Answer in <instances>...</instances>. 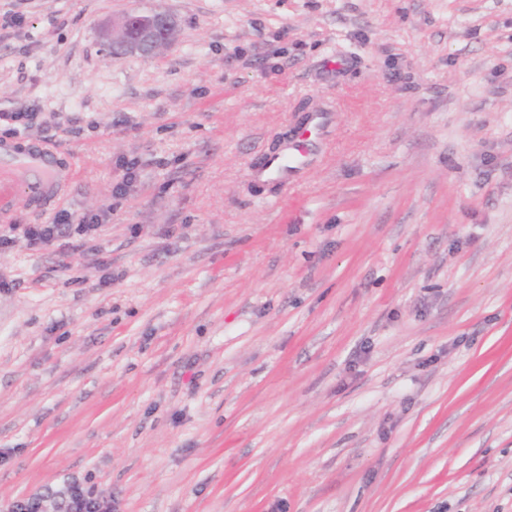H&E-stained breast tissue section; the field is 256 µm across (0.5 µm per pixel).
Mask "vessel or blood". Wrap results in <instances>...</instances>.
I'll use <instances>...</instances> for the list:
<instances>
[{
    "label": "vessel or blood",
    "instance_id": "b4317fda",
    "mask_svg": "<svg viewBox=\"0 0 512 512\" xmlns=\"http://www.w3.org/2000/svg\"><path fill=\"white\" fill-rule=\"evenodd\" d=\"M334 121L335 113L329 106L311 109L283 148L264 153L250 167L249 177L280 191L298 183L322 153ZM56 153L55 147L46 144L22 153L0 147L1 218L10 216L26 194L46 202L61 200L70 177L50 165Z\"/></svg>",
    "mask_w": 512,
    "mask_h": 512
}]
</instances>
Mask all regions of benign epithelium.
<instances>
[{"mask_svg": "<svg viewBox=\"0 0 512 512\" xmlns=\"http://www.w3.org/2000/svg\"><path fill=\"white\" fill-rule=\"evenodd\" d=\"M175 31V20L166 12L132 11L122 17L118 29L101 30V39L117 55L149 57L170 47Z\"/></svg>", "mask_w": 512, "mask_h": 512, "instance_id": "7a95c632", "label": "benign epithelium"}]
</instances>
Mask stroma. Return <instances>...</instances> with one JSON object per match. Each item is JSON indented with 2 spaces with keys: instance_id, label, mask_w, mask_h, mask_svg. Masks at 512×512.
<instances>
[{
  "instance_id": "obj_1",
  "label": "stroma",
  "mask_w": 512,
  "mask_h": 512,
  "mask_svg": "<svg viewBox=\"0 0 512 512\" xmlns=\"http://www.w3.org/2000/svg\"><path fill=\"white\" fill-rule=\"evenodd\" d=\"M133 9L170 48L101 45ZM19 10L0 110L47 122L0 144L72 180L11 221L111 216L0 249V512L74 478L115 512H512V0ZM323 99L274 198L248 170ZM335 113L327 105L307 112L294 129L288 143L279 150L264 153L261 160L250 167L248 175L257 182L272 185L280 192L298 183L307 174L322 153L332 131ZM110 211L102 213L83 214L75 218L67 209L59 212L56 220L51 224H8L9 232L20 230L23 237L30 244L53 243L55 240L70 235L73 221L77 219L74 231L80 236L92 237L103 223L108 221Z\"/></svg>"
}]
</instances>
